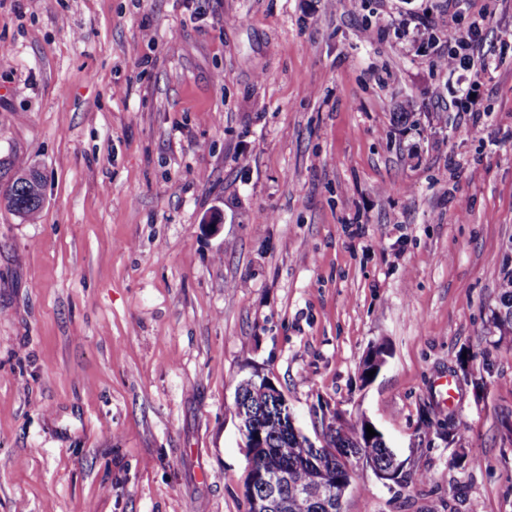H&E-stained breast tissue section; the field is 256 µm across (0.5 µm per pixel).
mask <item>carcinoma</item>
<instances>
[{
	"instance_id": "obj_1",
	"label": "carcinoma",
	"mask_w": 512,
	"mask_h": 512,
	"mask_svg": "<svg viewBox=\"0 0 512 512\" xmlns=\"http://www.w3.org/2000/svg\"><path fill=\"white\" fill-rule=\"evenodd\" d=\"M16 170L17 177L3 196L5 207L22 219L33 220L42 208L41 178H25L30 167L23 161L17 162ZM492 320L501 335L512 334V261L507 258L503 263L498 306L492 311ZM261 389L260 379L257 377L242 381L237 388L235 404H248L255 413L265 444L261 456L262 466L268 470L288 472V496L281 500V506L277 510L327 512L325 509H317L308 496L301 492L311 479L308 459L310 449L278 419L276 399L260 393ZM335 447L348 448L360 457L372 460L381 470L394 467L383 435L378 432L372 438H367L365 427L357 420L347 422L336 431Z\"/></svg>"
}]
</instances>
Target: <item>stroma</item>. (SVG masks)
I'll return each instance as SVG.
<instances>
[{
  "mask_svg": "<svg viewBox=\"0 0 512 512\" xmlns=\"http://www.w3.org/2000/svg\"><path fill=\"white\" fill-rule=\"evenodd\" d=\"M474 25L490 68H444ZM15 159L0 512H248L257 372L407 459L343 512H512V0H0V193ZM31 168L23 161L17 162V177L3 196L5 207L18 217L35 219L42 208L43 184L40 176L32 180L24 176ZM498 306L492 311V320L500 335L512 334V261L506 255L502 268Z\"/></svg>",
  "mask_w": 512,
  "mask_h": 512,
  "instance_id": "stroma-1",
  "label": "stroma"
}]
</instances>
